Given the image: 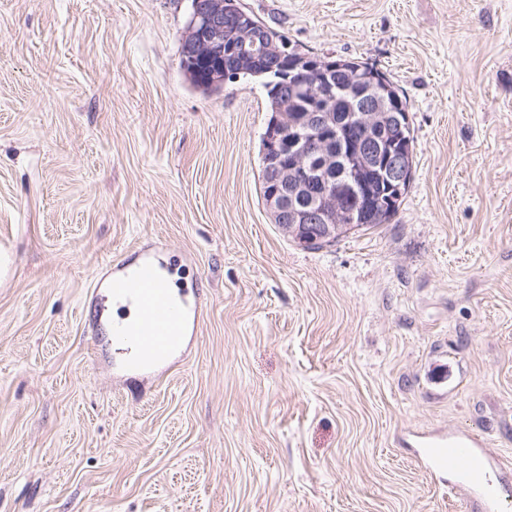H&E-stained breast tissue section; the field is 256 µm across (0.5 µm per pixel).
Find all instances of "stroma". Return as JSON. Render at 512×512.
<instances>
[{"label":"stroma","instance_id":"35a3bbf8","mask_svg":"<svg viewBox=\"0 0 512 512\" xmlns=\"http://www.w3.org/2000/svg\"><path fill=\"white\" fill-rule=\"evenodd\" d=\"M386 73L392 223L307 249L261 196V80L180 66L190 0H0V512H468L405 439L512 463V0H240ZM157 251L201 317L118 373L96 283Z\"/></svg>","mask_w":512,"mask_h":512}]
</instances>
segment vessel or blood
I'll use <instances>...</instances> for the list:
<instances>
[{
	"label": "vessel or blood",
	"mask_w": 512,
	"mask_h": 512,
	"mask_svg": "<svg viewBox=\"0 0 512 512\" xmlns=\"http://www.w3.org/2000/svg\"><path fill=\"white\" fill-rule=\"evenodd\" d=\"M155 255L136 253L112 269V298L137 309L134 320L111 324L110 342L122 352L150 353V360L129 361L142 371L180 357L183 339L195 329L199 312L175 301L162 287ZM417 456L429 472L444 478L449 492L462 495L469 512H504L512 493L502 479L504 464L481 436L455 432L418 441Z\"/></svg>",
	"instance_id": "b4317fda"
}]
</instances>
